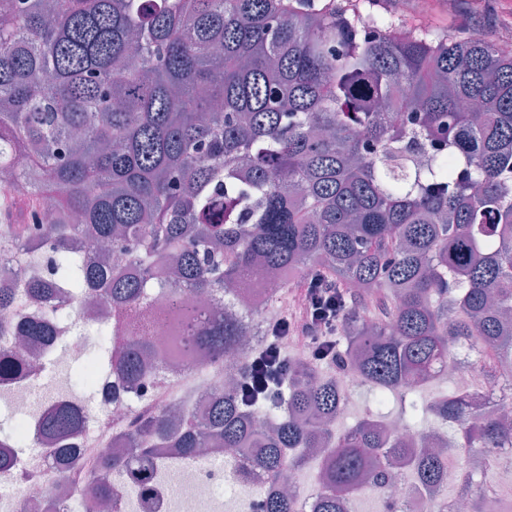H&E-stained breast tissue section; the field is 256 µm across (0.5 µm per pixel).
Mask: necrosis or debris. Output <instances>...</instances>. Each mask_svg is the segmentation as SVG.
Returning <instances> with one entry per match:
<instances>
[{
  "instance_id": "necrosis-or-debris-1",
  "label": "necrosis or debris",
  "mask_w": 512,
  "mask_h": 512,
  "mask_svg": "<svg viewBox=\"0 0 512 512\" xmlns=\"http://www.w3.org/2000/svg\"><path fill=\"white\" fill-rule=\"evenodd\" d=\"M8 268L6 284L16 303L10 311L0 312V347L14 351L22 359L33 360L32 370L19 382L0 384L4 404L13 425L0 434V447L9 449L13 469L0 471V512H20L28 506L52 505L54 512H111L110 508L91 509L88 495L76 477L96 466L113 448L131 452L127 432L133 419L158 407L177 406L185 414H197L211 387L224 384L235 376L258 339V327L248 336L228 361L211 362L199 357L186 364L171 353L167 332L157 331L153 364L158 371L184 377L188 386L182 393L155 401L153 384H144L140 395L123 392L112 375L103 372L96 359L87 355L90 332L98 319L85 316L77 300L67 298L59 310L37 306L27 293L31 274L25 248L14 245L0 252V269ZM40 316L52 334L46 343H19L13 333L33 316ZM83 360L81 376L93 395L95 404L81 407L82 428L72 442L71 478L53 481L49 475L56 468L53 442L39 436L36 415L46 411L60 398L53 382L58 371L74 360ZM111 420V431H104L103 420ZM268 482L259 472L249 470L243 452L232 448L203 449L196 456L175 459L166 471L151 470L148 482L131 474L113 479L112 495L123 512H223L228 500L225 491L244 494L245 512H262Z\"/></svg>"
}]
</instances>
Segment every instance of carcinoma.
Wrapping results in <instances>:
<instances>
[{"instance_id":"carcinoma-1","label":"carcinoma","mask_w":512,"mask_h":512,"mask_svg":"<svg viewBox=\"0 0 512 512\" xmlns=\"http://www.w3.org/2000/svg\"><path fill=\"white\" fill-rule=\"evenodd\" d=\"M2 168L16 182L0 185V224L32 241V299L51 307L85 289L108 301L134 339L100 365L130 390L167 381L148 363L163 323L182 353L220 357L245 335L234 287L258 261L392 302L383 321L346 319L344 367L377 404L398 398L408 434L373 412L336 434V377L297 360L268 427L255 422L263 404L235 390L202 415L136 421L135 472L162 448L247 444L269 479L264 512H302L276 489L308 464L289 449L329 448L313 512H353L392 468L445 500L457 451L512 464V418L474 411L473 390L422 396L468 341L493 405L512 406V47L446 32L403 41L378 15L361 30L334 0H0ZM78 238L125 264L65 253ZM22 335L49 330L31 320ZM429 417L454 428L441 452L417 448L436 435L414 427ZM80 427L70 403L37 424L52 440ZM126 465L115 454L78 480L109 498ZM472 487L462 471L458 496L483 512L494 491Z\"/></svg>"}]
</instances>
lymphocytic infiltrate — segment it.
<instances>
[{"label":"lymphocytic infiltrate","mask_w":512,"mask_h":512,"mask_svg":"<svg viewBox=\"0 0 512 512\" xmlns=\"http://www.w3.org/2000/svg\"><path fill=\"white\" fill-rule=\"evenodd\" d=\"M349 314L350 301L342 288L322 280L313 287L299 281L287 308L271 321L263 351L251 363L249 390L276 398V383L288 373V345L301 348L316 363L335 364L341 324Z\"/></svg>","instance_id":"f902f5d3"}]
</instances>
